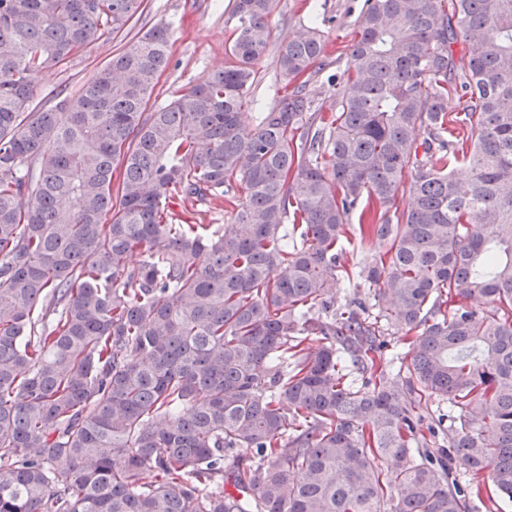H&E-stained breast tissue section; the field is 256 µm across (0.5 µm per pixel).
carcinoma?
<instances>
[{"instance_id":"1","label":"carcinoma","mask_w":512,"mask_h":512,"mask_svg":"<svg viewBox=\"0 0 512 512\" xmlns=\"http://www.w3.org/2000/svg\"><path fill=\"white\" fill-rule=\"evenodd\" d=\"M144 2L0 0V512L511 503L512 0H364L328 117L312 25L279 53L291 92L242 123L275 0H233L232 64L165 106L156 25L77 106L31 108ZM189 200L229 223L175 221ZM345 282L387 305L336 304Z\"/></svg>"}]
</instances>
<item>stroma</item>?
<instances>
[{"label": "stroma", "instance_id": "stroma-1", "mask_svg": "<svg viewBox=\"0 0 512 512\" xmlns=\"http://www.w3.org/2000/svg\"><path fill=\"white\" fill-rule=\"evenodd\" d=\"M362 3L363 0H276L269 18L270 45L256 66L255 103L246 110L247 126H255L260 112L272 106L282 93V84L276 79L281 48L301 27L315 22L322 26L327 49L308 90L316 111H335L337 87L347 62L345 47L352 38L353 23ZM231 4L232 0H148L143 14L130 23L135 35L144 34L159 23L169 28L170 63L152 95L151 107L166 105L182 86L201 82L229 64V45L236 25ZM124 42L121 35L103 36L80 52L68 68L44 73L39 80L41 98L61 91L68 99L78 100L83 84Z\"/></svg>", "mask_w": 512, "mask_h": 512}]
</instances>
